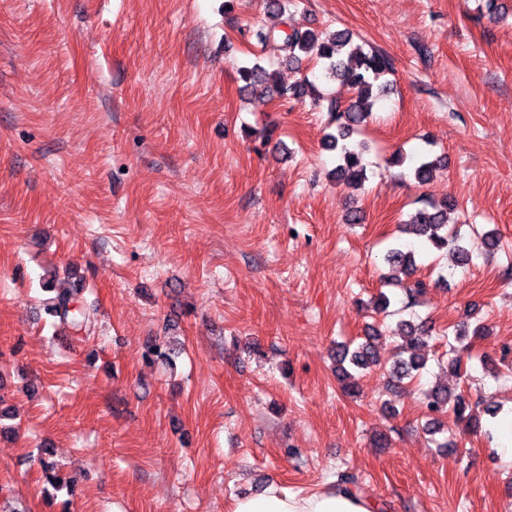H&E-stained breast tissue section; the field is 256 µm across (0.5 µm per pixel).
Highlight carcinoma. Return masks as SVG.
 <instances>
[{
  "label": "carcinoma",
  "instance_id": "carcinoma-1",
  "mask_svg": "<svg viewBox=\"0 0 512 512\" xmlns=\"http://www.w3.org/2000/svg\"><path fill=\"white\" fill-rule=\"evenodd\" d=\"M282 50L287 63L301 61L303 54H315L325 79L338 80L353 91L355 100L346 106L335 99L329 102L336 130L324 135L323 142L328 149L336 152V180L363 184L367 179V168L363 159L365 146L353 143L351 137L355 126L370 115L373 94L385 95L389 92V83L381 81V78L393 72L392 60L375 49L365 51L359 45H352L349 33L341 31L319 34L295 29L284 34ZM237 73L247 88L261 85L267 80L266 70L257 63L241 66ZM272 96L283 102L308 96L317 106L325 100L318 86L309 80L302 84L276 85ZM443 166L441 157L424 160L415 167L414 177L418 182L425 183ZM452 207L454 204L446 201L439 204L433 201L424 202L423 207L405 221L406 232L420 238L428 247L437 251L452 249L455 265L465 266L470 263L471 254L458 228L448 225V209ZM384 260L390 267L406 275L412 274L416 269L414 250L402 243L388 249ZM76 293L75 289L54 292V296L48 299L47 306L60 323L69 324L80 331L91 322V311L77 305ZM398 331L401 344L398 345V352L389 358V372L400 382L405 378L419 376L424 369L425 362L418 350L424 344L428 330L422 325L402 320L398 324ZM466 336V327L462 325L455 330L454 344L450 345V351L454 354L452 364L457 367L470 358V344L465 342ZM349 365L362 370L373 366L384 367L369 343H363L354 349L349 344L336 347V371L339 375L352 377L347 369ZM427 396L430 411L437 415L450 412L459 423H469L477 417L479 403L471 401L465 394L450 398L446 388L434 386Z\"/></svg>",
  "mask_w": 512,
  "mask_h": 512
}]
</instances>
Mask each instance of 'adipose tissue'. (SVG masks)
<instances>
[{"label":"adipose tissue","mask_w":512,"mask_h":512,"mask_svg":"<svg viewBox=\"0 0 512 512\" xmlns=\"http://www.w3.org/2000/svg\"><path fill=\"white\" fill-rule=\"evenodd\" d=\"M375 502L338 486L300 494L269 484L257 495L234 500L231 512H377Z\"/></svg>","instance_id":"adipose-tissue-1"}]
</instances>
